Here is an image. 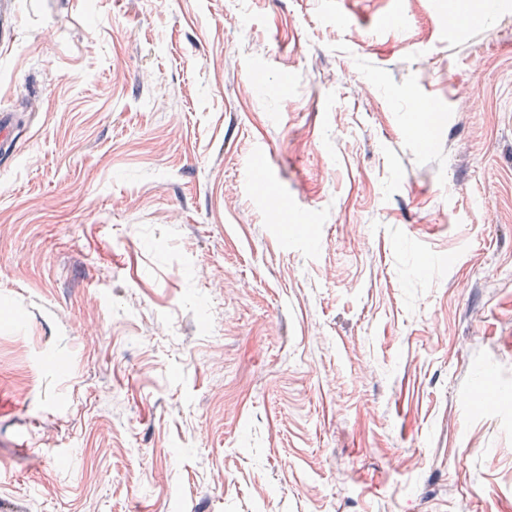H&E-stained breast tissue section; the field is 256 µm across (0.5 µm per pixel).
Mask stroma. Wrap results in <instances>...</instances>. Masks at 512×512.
<instances>
[{
  "mask_svg": "<svg viewBox=\"0 0 512 512\" xmlns=\"http://www.w3.org/2000/svg\"><path fill=\"white\" fill-rule=\"evenodd\" d=\"M457 2L13 0L0 512H512V0Z\"/></svg>",
  "mask_w": 512,
  "mask_h": 512,
  "instance_id": "1",
  "label": "stroma"
}]
</instances>
